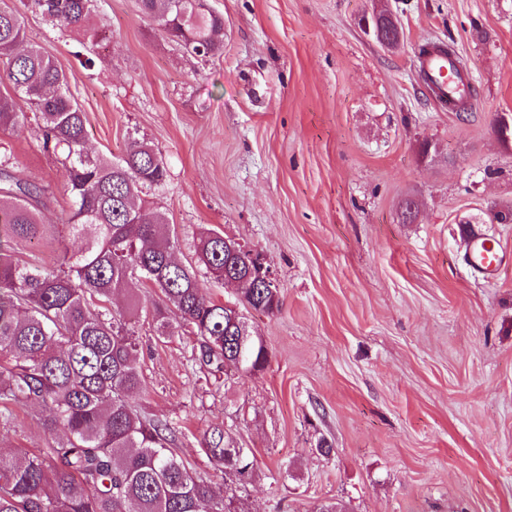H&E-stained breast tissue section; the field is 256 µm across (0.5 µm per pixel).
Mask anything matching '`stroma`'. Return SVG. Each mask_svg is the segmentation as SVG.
I'll list each match as a JSON object with an SVG mask.
<instances>
[{"label": "stroma", "instance_id": "stroma-1", "mask_svg": "<svg viewBox=\"0 0 512 512\" xmlns=\"http://www.w3.org/2000/svg\"><path fill=\"white\" fill-rule=\"evenodd\" d=\"M210 3L224 52L206 61L138 0H94L93 44L25 15L27 43L86 114L88 149L118 157L138 140L162 156L155 199L177 257L214 229L259 252L280 286L278 312L246 314L267 366L226 382L201 369L194 336L160 339L140 319L131 403L174 427L194 475L245 512H512V265L484 281L462 235L481 227L512 254V222L494 220L512 210V142L495 132L512 119V0ZM379 10L397 48L364 28ZM440 41L468 71L471 111H448L418 77L420 47ZM0 146L61 226L67 176L37 126L0 132ZM42 418L0 421V449L51 446ZM215 425L254 453L253 481L216 473L202 447Z\"/></svg>", "mask_w": 512, "mask_h": 512}]
</instances>
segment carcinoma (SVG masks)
Returning a JSON list of instances; mask_svg holds the SVG:
<instances>
[{"label":"carcinoma","mask_w":512,"mask_h":512,"mask_svg":"<svg viewBox=\"0 0 512 512\" xmlns=\"http://www.w3.org/2000/svg\"><path fill=\"white\" fill-rule=\"evenodd\" d=\"M141 13L165 37L202 59L224 49V15L204 12L197 0H138ZM50 22L85 29L93 0H24ZM23 13L0 7V70L13 93L0 94V131L18 132L33 121L44 151L68 172L69 233L84 242L63 250L56 268L21 262L0 251V412L37 405L45 433L62 438L46 452H0V512H243L238 500L218 496L175 453L176 431L129 402L140 390L135 319L142 290L160 293L150 311L158 336L171 339L189 328L209 372L263 370L268 350L239 348V329L224 304L203 292L199 276L217 283L224 274L245 276L250 251L224 248V235L208 229L195 244V260L178 262L175 231L166 213L152 211L140 194L163 185L162 157L134 140L119 157L85 148V112L55 62L26 45ZM44 190L12 173L0 158V231L10 239L39 241ZM127 295L122 312L114 294ZM237 304L259 313L279 310L280 299L263 288L241 289ZM223 427L203 436L216 471L238 480L253 477L254 454L224 455Z\"/></svg>","instance_id":"carcinoma-1"}]
</instances>
